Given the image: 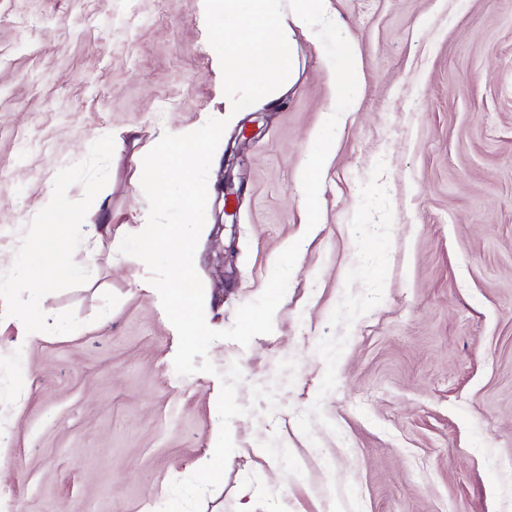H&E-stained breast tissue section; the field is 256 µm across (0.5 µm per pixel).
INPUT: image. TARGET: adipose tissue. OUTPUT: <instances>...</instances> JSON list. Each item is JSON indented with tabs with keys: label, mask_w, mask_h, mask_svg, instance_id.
I'll use <instances>...</instances> for the list:
<instances>
[{
	"label": "adipose tissue",
	"mask_w": 512,
	"mask_h": 512,
	"mask_svg": "<svg viewBox=\"0 0 512 512\" xmlns=\"http://www.w3.org/2000/svg\"><path fill=\"white\" fill-rule=\"evenodd\" d=\"M41 223L53 226L49 237L35 238L27 254L15 261V271L21 278L34 282L37 288L48 289L60 276L75 281L89 280L92 269L69 261L70 251L85 245L88 239H102L112 231V214L107 207H99V223H90L78 210L72 209L57 197H49L39 208Z\"/></svg>",
	"instance_id": "ef3b65f1"
}]
</instances>
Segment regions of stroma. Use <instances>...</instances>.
<instances>
[{"label":"stroma","instance_id":"35a3bbf8","mask_svg":"<svg viewBox=\"0 0 512 512\" xmlns=\"http://www.w3.org/2000/svg\"><path fill=\"white\" fill-rule=\"evenodd\" d=\"M361 72L301 237L310 134L333 105L315 32L283 26L296 67L238 112L208 177L195 254L211 329L300 242L273 331L178 375V334L120 254L147 216L137 161L224 109L204 0H0V295L33 296L14 257L38 205L91 211L112 239L73 252L50 329L0 322V512H160L211 455L219 373L238 365L235 449L202 512H512V0H326Z\"/></svg>","mask_w":512,"mask_h":512}]
</instances>
